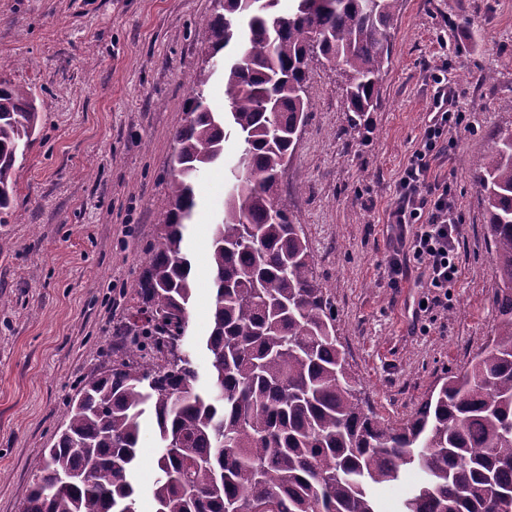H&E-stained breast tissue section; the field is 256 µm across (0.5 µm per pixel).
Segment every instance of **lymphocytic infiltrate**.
Returning <instances> with one entry per match:
<instances>
[{
    "mask_svg": "<svg viewBox=\"0 0 512 512\" xmlns=\"http://www.w3.org/2000/svg\"><path fill=\"white\" fill-rule=\"evenodd\" d=\"M432 117L396 185L398 204L391 214L394 245L387 263L392 284L407 276L411 264L422 265L431 294L428 308L448 305V292L461 274L456 250L465 217L454 203L448 181L430 177L431 163L444 148L448 135L463 122L453 107L454 92L443 76L435 78Z\"/></svg>",
    "mask_w": 512,
    "mask_h": 512,
    "instance_id": "obj_1",
    "label": "lymphocytic infiltrate"
}]
</instances>
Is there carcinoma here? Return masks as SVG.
Here are the masks:
<instances>
[{
	"instance_id": "1",
	"label": "carcinoma",
	"mask_w": 512,
	"mask_h": 512,
	"mask_svg": "<svg viewBox=\"0 0 512 512\" xmlns=\"http://www.w3.org/2000/svg\"><path fill=\"white\" fill-rule=\"evenodd\" d=\"M293 2L282 15L279 0H214L205 53L220 64L229 111L209 105L217 70L200 67L174 135L170 208L133 285V312L115 330L112 367L67 406L23 512H137L132 464L147 412L163 442L153 512H381L372 487L411 465L423 476L401 512H512V132L470 161L497 273L495 333L409 419L385 421L357 394L313 250L279 195L311 110L312 63L342 67L361 128L378 106L400 0ZM40 123L28 93L0 82V213L14 204L13 172ZM232 134L244 149L212 232L201 393L189 354L170 341L189 325L182 244L195 184ZM93 464L104 471L95 481Z\"/></svg>"
}]
</instances>
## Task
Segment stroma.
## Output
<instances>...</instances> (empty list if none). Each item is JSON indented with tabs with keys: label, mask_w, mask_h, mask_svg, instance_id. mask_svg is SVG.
Listing matches in <instances>:
<instances>
[{
	"label": "stroma",
	"mask_w": 512,
	"mask_h": 512,
	"mask_svg": "<svg viewBox=\"0 0 512 512\" xmlns=\"http://www.w3.org/2000/svg\"><path fill=\"white\" fill-rule=\"evenodd\" d=\"M213 0H0V80L24 88L41 132L17 164L0 215V512H22L81 381L112 366L113 333L170 205L173 134L185 121ZM391 64L365 131L350 127L341 79L316 65L311 112L282 176L280 203L302 224L336 334L363 397L389 421L412 416L444 370L469 368L494 334L495 270L481 193L470 172L496 131L512 129V0H400ZM466 118L432 171L466 222L461 277L447 309L424 313L421 265L393 285L389 214L428 123L434 72ZM494 79H487V72ZM237 138L196 184L185 232L194 293L185 338L209 386L208 266ZM158 432L141 426L139 512H152Z\"/></svg>",
	"instance_id": "obj_1"
}]
</instances>
